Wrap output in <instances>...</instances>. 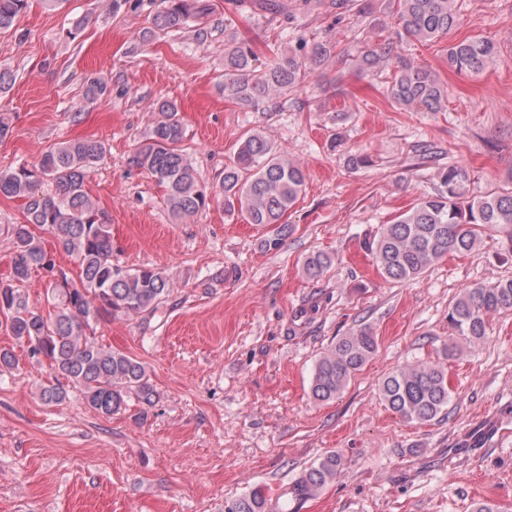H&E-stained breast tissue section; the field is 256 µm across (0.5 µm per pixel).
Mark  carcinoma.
I'll list each match as a JSON object with an SVG mask.
<instances>
[{
    "label": "carcinoma",
    "instance_id": "cac0c4a2",
    "mask_svg": "<svg viewBox=\"0 0 512 512\" xmlns=\"http://www.w3.org/2000/svg\"><path fill=\"white\" fill-rule=\"evenodd\" d=\"M396 36L424 42L448 38L460 20L457 0H395ZM27 8V0H0V34L9 31ZM209 11L198 0H172L160 26L182 28ZM448 66L460 73L481 74L493 63L497 48L484 38L464 39L444 46ZM336 56V44L321 40L312 44L299 38L294 46L263 69L253 67L255 54L245 44L224 53V97L244 109L273 111L277 98L304 87L309 73ZM361 73L381 76L390 71L387 93L402 109L439 112L445 108L444 86L429 69L411 63L397 53L389 36L377 47L355 59ZM158 117L146 133L145 143L130 163L150 174L165 188V204L177 221L206 208L215 197L201 183L183 153L186 137L183 118L175 103L157 104ZM99 140L61 142L37 161L0 172V196L19 198L25 205V222L4 224L0 232L10 238L14 260L11 278L0 281V313L10 330L27 343L30 352L51 361L58 374L82 391L86 404L104 414L119 411L129 395L150 405L154 390L146 367L136 358L97 342L94 326L115 313L139 314L157 304L171 287L170 277L153 267L121 269L112 263V230L106 217L84 189L93 168L106 155ZM303 166L270 138L254 131L238 139L234 159L224 167L220 195L224 209L246 214L251 224L278 225L277 237L267 246L276 248L288 225L280 223L305 189ZM439 186L410 211L385 224L364 241L379 273L393 281H409L425 273L443 257L476 250L491 232L512 242V188L495 190L475 199L467 195V173L455 166L437 172ZM52 192L43 190L45 183ZM43 227L63 250L79 261L80 283L69 277L63 284L49 282L54 300L45 312L32 306L21 291L32 271H52L53 260L33 228ZM336 257L312 252L302 269L312 280L322 278ZM512 311V278L490 286L464 289L448 310L454 331L444 355L450 359L461 345L472 344L486 334L485 318L494 312ZM378 349V337L368 326L338 338L318 358L311 379L314 399L338 397L355 374ZM378 395L386 406L409 422L420 424L448 415L451 401L446 368L432 361L405 365L379 383ZM342 467V456L331 452L304 469L289 494L302 501L332 482ZM265 491L249 493L225 502L224 512H272Z\"/></svg>",
    "mask_w": 512,
    "mask_h": 512
}]
</instances>
